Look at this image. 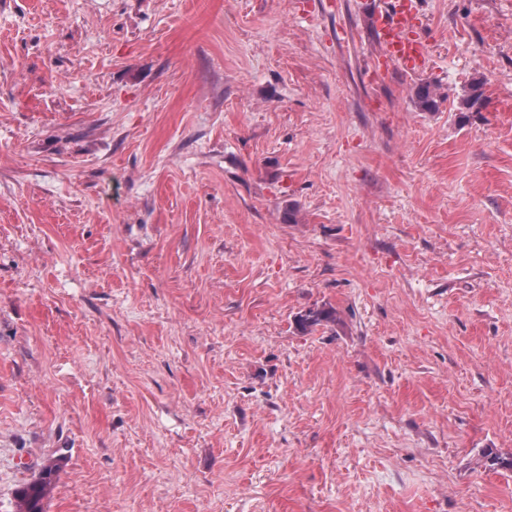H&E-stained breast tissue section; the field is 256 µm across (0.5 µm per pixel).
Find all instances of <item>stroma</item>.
Instances as JSON below:
<instances>
[{
	"mask_svg": "<svg viewBox=\"0 0 512 512\" xmlns=\"http://www.w3.org/2000/svg\"><path fill=\"white\" fill-rule=\"evenodd\" d=\"M417 8L409 73L361 0H0V512H512V0ZM414 100L420 110L433 112L438 109L442 98L438 95L434 86L422 83L414 89ZM336 312L333 309H313L309 310L296 319V326L302 332L311 331L314 327L323 323L335 322ZM62 464V458L49 461L43 465L37 478L17 491L18 512H45L44 500L53 488Z\"/></svg>",
	"mask_w": 512,
	"mask_h": 512,
	"instance_id": "1",
	"label": "stroma"
}]
</instances>
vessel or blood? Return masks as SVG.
<instances>
[{
	"mask_svg": "<svg viewBox=\"0 0 512 512\" xmlns=\"http://www.w3.org/2000/svg\"><path fill=\"white\" fill-rule=\"evenodd\" d=\"M375 31L386 60L414 73L426 63V46L420 38L416 0H370Z\"/></svg>",
	"mask_w": 512,
	"mask_h": 512,
	"instance_id": "obj_1",
	"label": "vessel or blood"
}]
</instances>
